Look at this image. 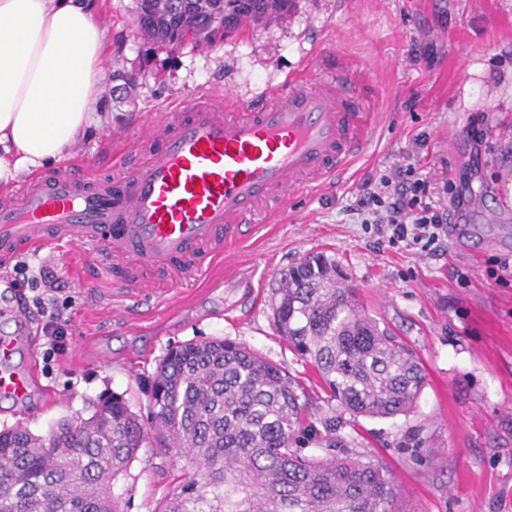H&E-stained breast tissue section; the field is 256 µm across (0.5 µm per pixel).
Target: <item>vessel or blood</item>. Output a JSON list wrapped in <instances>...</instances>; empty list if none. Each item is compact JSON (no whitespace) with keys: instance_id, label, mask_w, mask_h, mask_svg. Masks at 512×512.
I'll return each instance as SVG.
<instances>
[{"instance_id":"obj_1","label":"vessel or blood","mask_w":512,"mask_h":512,"mask_svg":"<svg viewBox=\"0 0 512 512\" xmlns=\"http://www.w3.org/2000/svg\"><path fill=\"white\" fill-rule=\"evenodd\" d=\"M374 130L341 67L320 79L289 75L250 99L230 89L181 98L138 135L114 133L142 157L112 179L78 155L0 199V269L29 250L97 245L196 278L227 256L265 202L334 182ZM28 344L23 309L1 306L0 398L16 404L36 383L16 361Z\"/></svg>"}]
</instances>
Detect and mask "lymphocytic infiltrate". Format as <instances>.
Returning <instances> with one entry per match:
<instances>
[{
	"mask_svg": "<svg viewBox=\"0 0 512 512\" xmlns=\"http://www.w3.org/2000/svg\"><path fill=\"white\" fill-rule=\"evenodd\" d=\"M448 186V181L421 175L406 159L379 178L367 179L355 209L378 245H405L431 254L440 248L453 215L460 213L464 204L461 196L449 195ZM33 285L38 289L33 303L46 319L42 332L52 356L65 347L64 304L52 283L37 279Z\"/></svg>",
	"mask_w": 512,
	"mask_h": 512,
	"instance_id": "f902f5d3",
	"label": "lymphocytic infiltrate"
}]
</instances>
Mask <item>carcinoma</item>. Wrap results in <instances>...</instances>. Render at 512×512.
<instances>
[{
	"label": "carcinoma",
	"instance_id": "carcinoma-1",
	"mask_svg": "<svg viewBox=\"0 0 512 512\" xmlns=\"http://www.w3.org/2000/svg\"><path fill=\"white\" fill-rule=\"evenodd\" d=\"M291 0H224L205 40L251 20L270 22ZM183 19L173 0H137V26L153 44L198 40L211 0ZM278 335L318 370L330 397L355 416L390 418L416 407L426 384L418 353L363 307L336 259L305 257L271 302ZM151 426L121 396L104 394L87 418L44 438L17 423L0 430V512H123L116 485L154 443L182 462V483L155 512H397L385 464L306 456L294 448L306 421L295 381L244 344L190 340L158 363Z\"/></svg>",
	"mask_w": 512,
	"mask_h": 512
}]
</instances>
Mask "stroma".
Here are the masks:
<instances>
[{"instance_id":"obj_1","label":"stroma","mask_w":512,"mask_h":512,"mask_svg":"<svg viewBox=\"0 0 512 512\" xmlns=\"http://www.w3.org/2000/svg\"><path fill=\"white\" fill-rule=\"evenodd\" d=\"M93 15L105 30L108 81L79 147L100 176L115 164L111 133L137 135L173 111L179 95L230 87L250 97L293 73L325 76L328 63H347L378 126L342 183L294 194L283 223L268 221L277 204L265 206L234 249L239 272L212 288L157 282L154 300L129 302L125 321H113L110 302L120 297L115 270L140 274L130 260L77 246L21 254L29 276L50 271L70 298L67 346L53 361L44 358L43 318L28 314L33 399L62 401L27 420L0 399V429L22 421L49 435L64 419L90 416L105 391L147 417L151 377L169 347L227 338L298 383L314 425L300 441L304 454L387 463L398 512H512V201L502 190L512 176V0H295L281 20L174 49L141 38L136 0H94ZM477 116L479 140L471 134ZM412 153L419 173L447 172L467 200L462 231L433 255L379 249L349 213L368 177ZM320 252L336 259L369 313L399 327L419 353L427 384L410 414L353 416L275 331L270 300L281 273ZM334 416L330 435L320 424ZM180 475L160 448L141 449L116 487L125 512H155Z\"/></svg>"}]
</instances>
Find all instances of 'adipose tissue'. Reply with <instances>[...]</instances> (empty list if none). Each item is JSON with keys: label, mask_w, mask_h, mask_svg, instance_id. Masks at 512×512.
I'll return each mask as SVG.
<instances>
[{"label": "adipose tissue", "mask_w": 512, "mask_h": 512, "mask_svg": "<svg viewBox=\"0 0 512 512\" xmlns=\"http://www.w3.org/2000/svg\"><path fill=\"white\" fill-rule=\"evenodd\" d=\"M93 0H0V184L53 166L90 129L107 74Z\"/></svg>", "instance_id": "adipose-tissue-1"}]
</instances>
